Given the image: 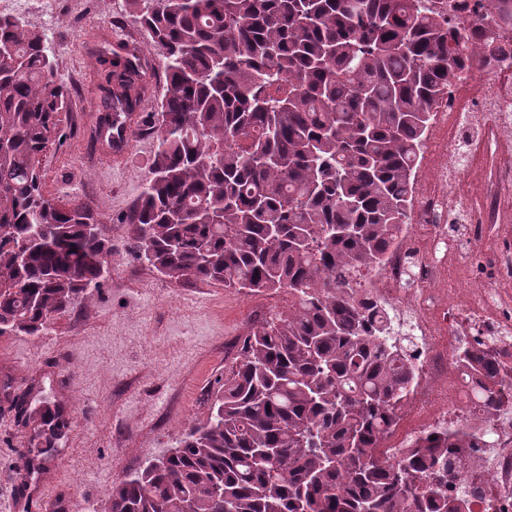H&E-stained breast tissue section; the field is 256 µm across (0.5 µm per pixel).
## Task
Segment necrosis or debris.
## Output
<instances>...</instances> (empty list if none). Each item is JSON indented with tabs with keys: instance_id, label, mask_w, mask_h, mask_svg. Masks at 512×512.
Wrapping results in <instances>:
<instances>
[{
	"instance_id": "necrosis-or-debris-1",
	"label": "necrosis or debris",
	"mask_w": 512,
	"mask_h": 512,
	"mask_svg": "<svg viewBox=\"0 0 512 512\" xmlns=\"http://www.w3.org/2000/svg\"><path fill=\"white\" fill-rule=\"evenodd\" d=\"M424 3L442 19L471 29L475 43L495 29L485 0ZM486 124L512 131V62L490 75L470 69L449 78L415 171L411 220L386 250L382 265L354 284L356 292L397 313L415 343L405 406L378 448L387 456L437 427L473 430L474 406L443 397L465 382L458 339L512 335V226L503 221L512 205V155L499 160L482 211L458 205L448 192L469 165L471 132ZM489 240L494 246L487 261L469 260L471 249ZM452 272L474 288L447 304L439 299V287ZM460 474L465 484L481 489L473 512H512V410L499 416L488 447L465 450Z\"/></svg>"
}]
</instances>
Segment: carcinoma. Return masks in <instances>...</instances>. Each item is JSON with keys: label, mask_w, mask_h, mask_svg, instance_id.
<instances>
[{"label": "carcinoma", "mask_w": 512, "mask_h": 512, "mask_svg": "<svg viewBox=\"0 0 512 512\" xmlns=\"http://www.w3.org/2000/svg\"><path fill=\"white\" fill-rule=\"evenodd\" d=\"M162 50L149 177L125 214L138 256L173 283L288 292L252 328L207 420L112 485L102 512H469L448 496L450 449L432 431L376 452L404 406L413 342L392 337L353 277L408 224L428 117L464 69L506 47L442 21L423 0H128ZM0 329L35 336L100 286L107 225L43 191L38 157L63 137L70 93L45 35L0 16ZM112 110L146 89L137 47L108 50ZM468 400L493 416L512 374L480 346ZM30 422L56 434L49 405Z\"/></svg>", "instance_id": "cac0c4a2"}]
</instances>
